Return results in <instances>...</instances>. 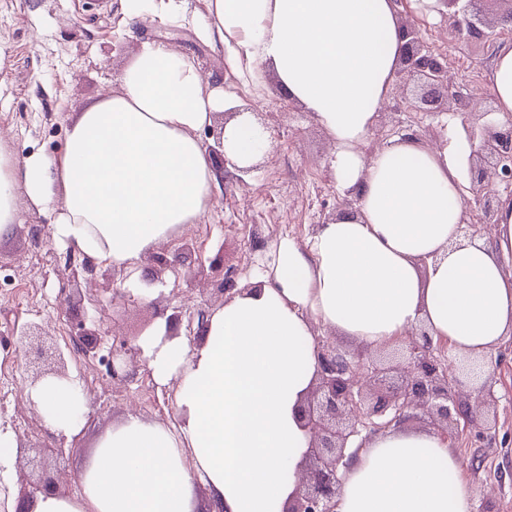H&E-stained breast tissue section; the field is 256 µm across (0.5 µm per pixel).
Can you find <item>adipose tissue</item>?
Returning a JSON list of instances; mask_svg holds the SVG:
<instances>
[{"label":"adipose tissue","instance_id":"1","mask_svg":"<svg viewBox=\"0 0 512 512\" xmlns=\"http://www.w3.org/2000/svg\"><path fill=\"white\" fill-rule=\"evenodd\" d=\"M196 29L239 70L273 71L331 138L336 186L355 204L305 243L271 244L256 288L225 299L197 344L158 317L136 345L157 383L176 382V423L128 417L79 469V492L11 500L8 512H196L200 486L207 512H284L309 444L297 410L316 375L315 326L376 351L421 324L476 361L512 339V202L492 237L465 236L467 147L455 129L439 150L398 137L363 151L402 59L395 0H206ZM491 82L499 114H512V41L497 47ZM233 106L191 56L142 42L120 91L77 115L61 155L0 152V237L21 185L32 207L58 204L55 241L133 268L211 211L219 178L197 133ZM269 149L253 117L226 126L234 163ZM26 397L51 430L80 433L78 382L48 377ZM461 470L436 431L392 426L363 443L336 512H471Z\"/></svg>","mask_w":512,"mask_h":512}]
</instances>
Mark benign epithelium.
Masks as SVG:
<instances>
[{"instance_id":"1","label":"benign epithelium","mask_w":512,"mask_h":512,"mask_svg":"<svg viewBox=\"0 0 512 512\" xmlns=\"http://www.w3.org/2000/svg\"><path fill=\"white\" fill-rule=\"evenodd\" d=\"M453 13L455 40L469 44L474 40L496 43L504 22L512 20V0L506 13L498 19L485 15L483 4L489 0H442ZM406 43L402 53L403 74H416L425 88L412 109L422 114L446 112L459 120L461 133L469 145L466 177L468 194L463 197L465 229L476 234L481 227L497 223L502 199L512 200V116L487 121V113L477 111L472 97L461 86L448 84L447 58L437 54L422 39L416 22L404 25ZM72 277L84 274L85 280L96 279L97 265L84 258L79 265L68 260ZM212 273L222 275L223 294L237 287V272L224 267L223 250L209 260ZM200 268V274H205ZM169 330L185 328L186 336L198 338L207 325L209 310L203 307L191 312L183 306L167 304ZM22 351H31L26 366L31 382L54 375L67 377L64 355L55 347L44 345V335L37 326L12 328ZM107 333L80 324L74 336V353L94 357ZM140 350L125 338H115L107 372L114 382L134 379V367ZM316 380L298 415L309 434L305 464L298 473V485L286 512H336L342 486L343 469L355 453L349 445L414 418H427L443 437L481 426L470 404V395L462 383L448 371L449 355L445 348L422 332L405 344L402 364L395 367L399 378L388 377V369L370 361L361 352L350 351L328 338H316Z\"/></svg>"}]
</instances>
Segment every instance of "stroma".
<instances>
[{
    "label": "stroma",
    "instance_id": "obj_1",
    "mask_svg": "<svg viewBox=\"0 0 512 512\" xmlns=\"http://www.w3.org/2000/svg\"><path fill=\"white\" fill-rule=\"evenodd\" d=\"M413 15L428 46L446 56L449 82L458 83L464 69L480 70L483 78L473 92L482 106H494L488 79L493 46L477 41L455 48L447 15L418 9ZM121 18V0H0V148L20 158L61 154L74 115L120 90L142 40L153 38L192 55L205 80L222 83L240 104L260 112L271 149L251 173L240 176L225 168L211 213L181 229V239L193 241V251L183 253L175 269L165 273L164 291L157 300L131 305L112 300L113 286L128 284L125 270L98 277L92 286L70 277L65 268L68 251L49 233L55 208H30L24 187H17V222L11 235L0 239V293L15 295L13 302L0 304V420L10 425L25 448L16 464V486L23 491L49 476L58 493H76L78 469L112 425L131 415L170 423L175 406L173 389L158 385L147 367H140L135 381L117 385L107 378L101 361L84 367L68 357L70 376L90 391L80 445L72 447L70 440L45 426L26 400L23 354L10 334L14 323L39 324L64 349L80 321L92 313L109 333L137 340L155 321L159 305L221 306L219 278L196 276L216 253H223L225 267L249 279L263 256V245L283 237L304 242L317 224L335 216L341 200L331 174L333 145L328 135L284 97L270 70L240 75L187 22L145 20L129 32ZM415 88L412 81L394 86L371 147L384 146L387 135L409 125L426 145L443 140L441 117L421 119L410 109ZM37 247L43 258L33 267L27 260ZM498 352V402L486 417L491 432L484 439L469 431L451 440L462 460V475L472 487V512H512V341ZM46 446L53 447L52 455H43Z\"/></svg>",
    "mask_w": 512,
    "mask_h": 512
}]
</instances>
